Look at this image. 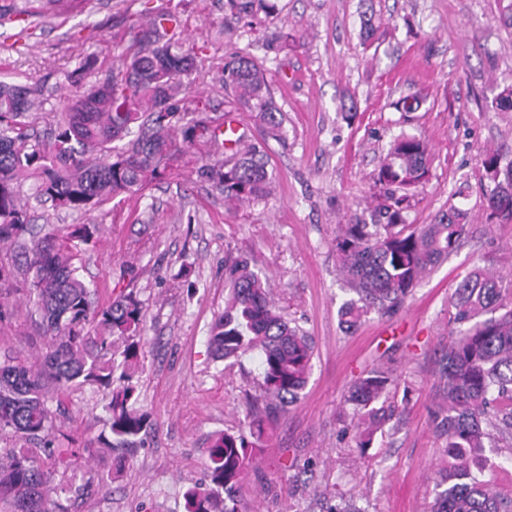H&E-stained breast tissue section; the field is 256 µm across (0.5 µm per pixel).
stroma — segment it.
<instances>
[{"mask_svg":"<svg viewBox=\"0 0 512 512\" xmlns=\"http://www.w3.org/2000/svg\"><path fill=\"white\" fill-rule=\"evenodd\" d=\"M256 29L224 28V0H181L183 45L192 48L197 97L219 123L236 121L261 139L253 113L228 106L221 70L245 52L263 63L285 115V142H265L275 189L267 200L228 206L200 180L190 149L164 180L78 214L20 195L36 223L96 224L82 275L99 303L133 286L145 311L138 390L154 422L138 448H100L68 473L51 498L69 512H186L188 487H209L206 450L244 420L245 393L259 352L234 364L215 360L208 330L224 309V264L250 256L268 278L280 310L312 337V372L300 399L282 416L234 493L237 512H431L446 443L429 412L436 402L434 363L448 342V299L461 278L487 266L512 279V224L486 221L482 155L512 149V109L492 100L512 87V22L499 0H275ZM169 0H91L61 16L0 19V80L48 88L39 108L46 129L81 69L102 78L128 46L130 22L148 23ZM376 30L367 36L366 27ZM418 97L410 124L400 100ZM429 145V176L411 198L407 223L429 224L458 207L468 233L456 252L426 276L390 319L369 313L345 331L338 311L353 293L336 267L339 225L370 220L384 194L373 174L400 130ZM262 140V139H261ZM0 360L44 352L34 301L0 298ZM383 367L398 380V414L368 450L344 402L351 381ZM108 391L83 386L51 394L65 406L55 428L79 441L108 435ZM484 477L512 496V442L495 439Z\"/></svg>","mask_w":512,"mask_h":512,"instance_id":"1","label":"stroma"}]
</instances>
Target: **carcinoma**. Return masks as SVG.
<instances>
[{"label": "carcinoma", "mask_w": 512, "mask_h": 512, "mask_svg": "<svg viewBox=\"0 0 512 512\" xmlns=\"http://www.w3.org/2000/svg\"><path fill=\"white\" fill-rule=\"evenodd\" d=\"M83 2L0 0V16L11 11L44 17ZM272 9L269 0H224V23L228 27L246 19L260 27ZM179 27L176 8L140 26L120 67L63 101L44 143H32V90L0 82V249L13 250L22 259L16 267L0 264V289L34 299L47 338L41 366L16 357L0 362V439L43 442L39 450L0 453V512H68L48 496L53 470L40 462L39 452L50 457L52 466L67 470L90 448L55 445L49 388H112L107 406L111 449L130 447L151 428L148 414L135 406L134 373L144 321L140 301L122 292L104 307L96 304L68 242L93 243L98 226L74 224L64 235L38 231L21 205L19 187L31 180L35 197L87 213L163 177L175 154L194 145L197 129L209 121L206 113L184 108L182 79L191 74L195 57L170 36ZM224 87L238 108L256 114L265 138H284L283 113L263 65L244 54L231 56L224 63ZM268 165L260 143L238 138L223 161L204 164L197 174L228 203L258 202L272 193ZM428 166L425 140L397 136L375 174L386 191L373 209L372 223L357 218L340 225L338 271L356 294L340 310L348 330L370 311L382 317L399 311L467 232L459 211L432 224L405 223L408 192L425 183ZM481 166L489 180L487 219L511 224L512 154L489 150ZM224 287V312L210 328L209 347L224 360L260 351L261 394L246 408L239 431L212 440L207 449L212 487L188 488L186 512H236L228 502L263 446L267 428L299 399L312 371V338L275 307L266 280L247 256L224 264ZM449 304L450 339L438 359V402L431 423L447 439L451 462L439 472L441 491L432 512H512V498L504 500L496 486L481 479L485 463L476 456L493 434H512V282L504 283L488 267H476L460 281ZM118 370L119 386L114 388ZM394 383L388 372L374 368L349 386L346 404L358 421V447H369L392 420L395 406L387 399Z\"/></svg>", "instance_id": "obj_1"}]
</instances>
